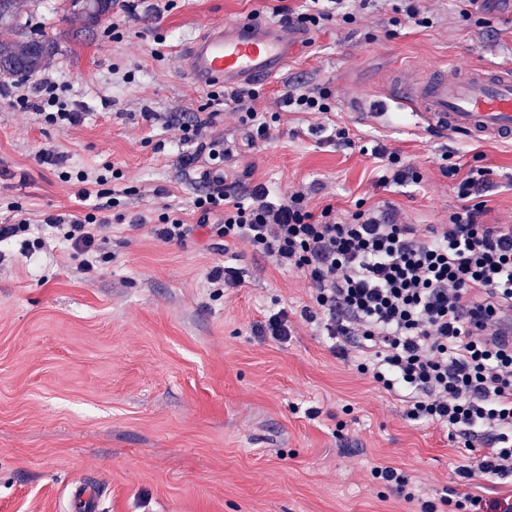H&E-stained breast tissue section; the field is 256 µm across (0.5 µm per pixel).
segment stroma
<instances>
[{
	"label": "stroma",
	"instance_id": "1",
	"mask_svg": "<svg viewBox=\"0 0 512 512\" xmlns=\"http://www.w3.org/2000/svg\"><path fill=\"white\" fill-rule=\"evenodd\" d=\"M18 28L54 40L43 73L67 82L84 112L61 129L12 109L0 95V224L19 202L32 223L78 211L76 182L39 162L41 148L67 153L74 168L108 161L119 168L123 198L99 242L93 270L62 243L0 263V512H61L78 480L97 484L101 512H402L393 491L374 480V463L407 471L424 496L444 489L486 500L512 494L491 476L466 481L457 468L474 454L446 428L405 419L398 397L364 375L301 316L310 284L236 244L240 284L217 293L206 277L224 254L208 234L167 243L134 215L164 207L196 223L193 197L206 185V158L179 163L172 112L205 116L208 92L180 72L177 56L215 21L272 19L271 0H138L112 39L111 15L89 23L65 0H17ZM432 27L393 24L391 0L351 25L312 33L286 67L261 83L256 108L268 140L248 145L232 104L208 128L223 139L227 182L301 189L314 210L337 216L357 203L396 210L410 224H444L462 201L443 171L482 167L484 222L512 224V146L442 138L396 111L385 123L349 109L381 88L397 62L416 69L451 60L474 67L512 58V0H482L461 16L455 0H424ZM135 74L124 82L123 71ZM325 91L324 114L288 111L287 91ZM160 120L146 127L140 114ZM346 128L332 145L320 126ZM383 143L421 175L377 186L367 148ZM288 312L286 343L255 336L268 310Z\"/></svg>",
	"mask_w": 512,
	"mask_h": 512
}]
</instances>
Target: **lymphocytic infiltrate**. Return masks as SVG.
Returning a JSON list of instances; mask_svg holds the SVG:
<instances>
[{
  "instance_id": "obj_1",
  "label": "lymphocytic infiltrate",
  "mask_w": 512,
  "mask_h": 512,
  "mask_svg": "<svg viewBox=\"0 0 512 512\" xmlns=\"http://www.w3.org/2000/svg\"><path fill=\"white\" fill-rule=\"evenodd\" d=\"M304 2L301 13L287 5L273 13L311 30L335 20L352 24L358 13L381 8V0H357L353 12L346 0ZM65 90L56 79L43 77L28 86L14 85L8 102L68 129L85 117ZM255 97L246 89L209 94L212 104L234 103L251 143L267 138L270 130L252 105ZM167 125L178 129L181 143L196 147L195 153L181 156L183 166L202 154L210 161V188L192 202L200 224L219 216L215 232L225 243L247 244L275 266L300 272L311 285L302 317L329 337L332 352L357 351L358 371L402 398L408 420L445 425L449 436L468 445L486 439L474 464L458 468L461 479L479 472L512 481V345L474 333L461 314L470 304L512 309V225L482 222L485 205L471 200L485 169L464 174L449 168V176L459 179L463 204L447 223L422 229L375 207L340 219L333 206L310 209L301 190L275 198L262 184L243 192L226 187L224 143L207 136L210 120L174 115ZM39 159L80 185V211L48 214L43 223L63 228V239L82 257L83 269H93L100 232L109 226L108 213L116 204L114 183L122 173L107 161L73 169L67 154L52 148L40 150ZM371 473L417 512H438L442 505L452 512H512V496L457 499L446 491L426 500L399 468L377 465Z\"/></svg>"
}]
</instances>
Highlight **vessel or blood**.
<instances>
[{
	"label": "vessel or blood",
	"instance_id": "1",
	"mask_svg": "<svg viewBox=\"0 0 512 512\" xmlns=\"http://www.w3.org/2000/svg\"><path fill=\"white\" fill-rule=\"evenodd\" d=\"M306 38L303 31L284 38L278 23L258 17L219 21L181 50L178 64L199 89L252 86L282 70ZM390 79L392 87L386 99L359 100L358 109H373L381 117L388 108L404 106L420 123L439 133L488 144L512 142V60L487 61L467 69L445 60L421 78L414 77L412 68L400 65L392 69ZM463 317L474 327L494 323L501 342L512 343V310L490 316L468 307ZM70 503L72 512L100 509L96 491L82 483L72 486Z\"/></svg>",
	"mask_w": 512,
	"mask_h": 512
}]
</instances>
